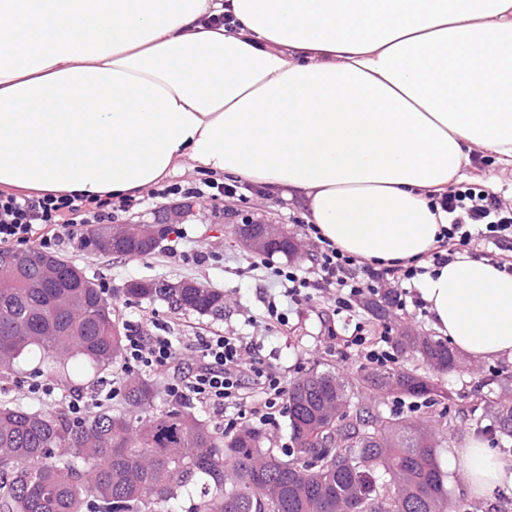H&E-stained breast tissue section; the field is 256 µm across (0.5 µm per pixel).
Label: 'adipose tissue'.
<instances>
[{
    "instance_id": "obj_1",
    "label": "adipose tissue",
    "mask_w": 512,
    "mask_h": 512,
    "mask_svg": "<svg viewBox=\"0 0 512 512\" xmlns=\"http://www.w3.org/2000/svg\"><path fill=\"white\" fill-rule=\"evenodd\" d=\"M512 169V0H0V188L139 197L183 167L301 200L369 263L422 257L475 151ZM436 329L512 360V275H423ZM471 494L512 480L454 449Z\"/></svg>"
}]
</instances>
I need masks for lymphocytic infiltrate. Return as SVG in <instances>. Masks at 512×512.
<instances>
[{
	"instance_id": "obj_1",
	"label": "lymphocytic infiltrate",
	"mask_w": 512,
	"mask_h": 512,
	"mask_svg": "<svg viewBox=\"0 0 512 512\" xmlns=\"http://www.w3.org/2000/svg\"><path fill=\"white\" fill-rule=\"evenodd\" d=\"M136 199L70 196L29 198L0 191V246L22 250L32 246L56 250L61 240L74 236L81 224H105L112 220L113 207L129 210ZM448 214V224L438 237L439 251L433 252V265L454 260L461 249L475 243L496 247L512 240V207L501 199L472 187H454L440 202ZM415 263L359 265L355 256L334 246L322 248L313 276L293 271L281 273L283 295L290 303L308 297L310 291H334L337 312L352 311L355 304L378 294L385 282H414L424 274ZM125 369L150 370L166 376V391L179 403L198 402L216 416L229 407H237L236 419L228 420L234 429L237 419L258 417L261 409H273L283 403L286 386L283 379L253 355L250 342L241 336H199L195 339L193 362H185L174 336L156 332L147 322L125 325ZM259 391L262 406L246 407L242 399L247 390Z\"/></svg>"
}]
</instances>
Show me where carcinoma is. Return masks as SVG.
<instances>
[{
  "label": "carcinoma",
  "mask_w": 512,
  "mask_h": 512,
  "mask_svg": "<svg viewBox=\"0 0 512 512\" xmlns=\"http://www.w3.org/2000/svg\"><path fill=\"white\" fill-rule=\"evenodd\" d=\"M129 225L122 251L143 252ZM51 269L20 272L0 288V373L28 354L73 382L107 371L123 351L125 327L112 318L102 288L67 258L47 253ZM44 285L35 286L38 278ZM125 296L161 300L174 311L224 316V292L167 288L140 278ZM401 348L445 371L451 347L427 334H403ZM377 389L421 399L440 395L436 379L367 370L349 386L333 371H312L286 390L293 444L285 454L246 426L224 439L182 404L143 420L158 389L138 375L122 380L123 408L75 422L65 414L0 403V512H168L194 493L190 512H468L448 502L439 436L411 417H384L351 399ZM496 424L512 436V400L494 402Z\"/></svg>",
  "instance_id": "1"
}]
</instances>
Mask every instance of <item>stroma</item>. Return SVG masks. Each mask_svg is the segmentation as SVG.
Wrapping results in <instances>:
<instances>
[{
	"instance_id": "35a3bbf8",
	"label": "stroma",
	"mask_w": 512,
	"mask_h": 512,
	"mask_svg": "<svg viewBox=\"0 0 512 512\" xmlns=\"http://www.w3.org/2000/svg\"><path fill=\"white\" fill-rule=\"evenodd\" d=\"M471 173L473 187L483 190L487 185H494L495 196L512 204V171L493 165L479 152L473 158ZM248 197L245 203L229 198L198 200L195 217L181 225L170 246L149 256L97 255L85 250L77 238L64 239L59 251L83 268L89 277L106 284L105 296L119 322L158 320L169 323L175 336L185 345L198 336L251 337L257 356L287 382L313 369L339 372L350 380L356 378L358 372L353 368L356 347L337 345L329 334L334 331L343 336L351 335L359 322L363 323L367 335L378 336L386 331L394 342L404 328L435 335L432 316L413 318L394 309L389 319L383 321L361 305L357 306L355 314H339L329 294L301 300L290 312L286 327L268 329L264 319L266 307L277 293L274 269H293L298 274H308L313 268L312 255L316 247L314 239L305 237L302 256L288 261L279 257L265 259L235 243L229 227L224 224V216L229 212L240 219H268L299 234L304 231L300 224L305 217L301 202L255 186L251 187ZM197 252L207 254V261H194L193 255ZM138 278L191 279L221 290L224 316L215 319L192 311L174 313L161 301L140 303L125 297L122 285ZM396 366L439 378L444 398L438 399L432 408L421 409L418 416L433 421L442 415L448 423L439 460L448 475L449 498L469 506L471 512H512V487L500 488L484 498L470 497L461 471L448 460L452 449L465 446L470 439L485 438L488 425L494 422L486 397L512 399V361L502 358L474 361L465 357L456 370L438 375L419 357L401 352L397 355Z\"/></svg>"
}]
</instances>
